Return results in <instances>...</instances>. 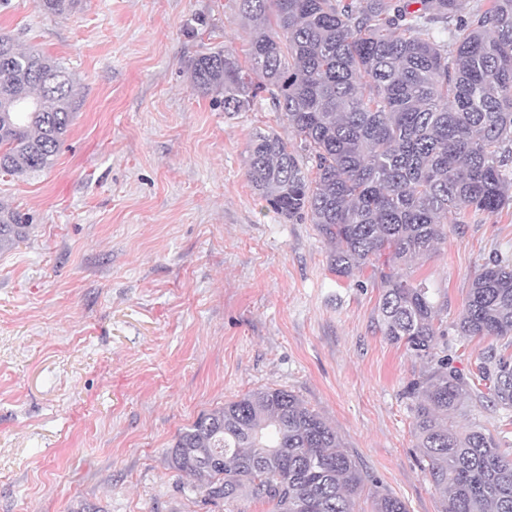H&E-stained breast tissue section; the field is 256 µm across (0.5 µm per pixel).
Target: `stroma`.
Listing matches in <instances>:
<instances>
[{"label": "stroma", "instance_id": "obj_1", "mask_svg": "<svg viewBox=\"0 0 512 512\" xmlns=\"http://www.w3.org/2000/svg\"><path fill=\"white\" fill-rule=\"evenodd\" d=\"M0 32L59 59L76 112L53 166L0 172L28 240L0 252V512H270L241 494L186 496L166 453L179 430L267 387L296 394L409 512H441L404 390L423 362L376 327L379 291L336 276L315 225L248 181L249 141L287 135L269 97L227 112L190 62L246 61L238 0H78L69 14L0 0ZM512 258V207L465 215L410 267L456 321L475 272ZM491 337L448 354L471 394L454 425L512 453V410L484 398Z\"/></svg>", "mask_w": 512, "mask_h": 512}]
</instances>
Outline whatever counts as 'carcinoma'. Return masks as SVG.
I'll return each mask as SVG.
<instances>
[{"label":"carcinoma","instance_id":"cac0c4a2","mask_svg":"<svg viewBox=\"0 0 512 512\" xmlns=\"http://www.w3.org/2000/svg\"><path fill=\"white\" fill-rule=\"evenodd\" d=\"M77 0H37L47 15ZM248 22V67L229 50L191 62L203 95L226 112L259 94L288 123L290 145L255 133L247 176L287 221L308 220L332 245L329 269L353 277L372 267L381 288L377 323L428 365L406 388L419 463L442 512H512V454L481 428L449 420L469 383L448 362L444 303L405 269L445 235L448 216L496 213L512 203V0H238ZM72 80L58 59L0 33V170L50 168L71 126ZM31 225L0 203V252ZM388 256L387 268L377 265ZM463 338L512 347V264L496 256L475 274L454 324ZM478 378L512 408V356L488 352ZM204 501L244 492L273 512H355L371 476L318 413L293 392L266 388L200 415L167 452ZM373 512H407L376 493Z\"/></svg>","mask_w":512,"mask_h":512}]
</instances>
